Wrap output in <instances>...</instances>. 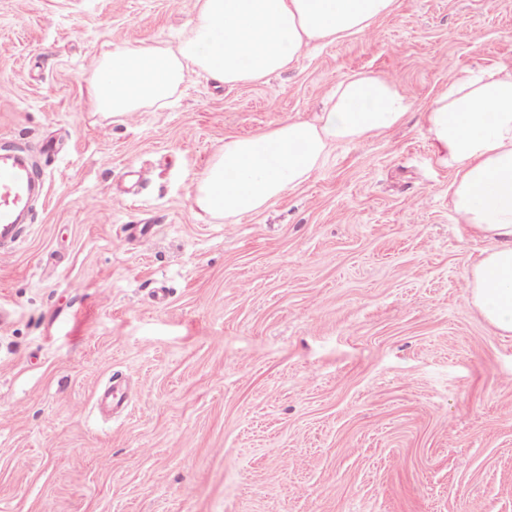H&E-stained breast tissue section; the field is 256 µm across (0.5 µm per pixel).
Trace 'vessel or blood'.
<instances>
[{
  "label": "vessel or blood",
  "mask_w": 512,
  "mask_h": 512,
  "mask_svg": "<svg viewBox=\"0 0 512 512\" xmlns=\"http://www.w3.org/2000/svg\"><path fill=\"white\" fill-rule=\"evenodd\" d=\"M46 189L29 149L0 146V255L12 254L19 244L33 205Z\"/></svg>",
  "instance_id": "b4317fda"
}]
</instances>
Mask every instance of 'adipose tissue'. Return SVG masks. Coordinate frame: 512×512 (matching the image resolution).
<instances>
[{"label": "adipose tissue", "instance_id": "1", "mask_svg": "<svg viewBox=\"0 0 512 512\" xmlns=\"http://www.w3.org/2000/svg\"><path fill=\"white\" fill-rule=\"evenodd\" d=\"M396 0H196L177 49L116 47L96 63L89 105L131 117L163 106L193 73L256 83L319 44L369 32ZM411 108L396 81L355 73L318 122L288 120L252 137L228 136L194 188L204 212L234 223L305 182L332 145L400 125ZM423 123L437 161L453 172L448 206L487 246L464 275L466 300L512 334V68L451 73Z\"/></svg>", "mask_w": 512, "mask_h": 512}]
</instances>
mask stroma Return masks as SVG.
<instances>
[{
    "instance_id": "35a3bbf8",
    "label": "stroma",
    "mask_w": 512,
    "mask_h": 512,
    "mask_svg": "<svg viewBox=\"0 0 512 512\" xmlns=\"http://www.w3.org/2000/svg\"><path fill=\"white\" fill-rule=\"evenodd\" d=\"M194 2L0 0V137L47 175L0 259V512H512V336L464 298L485 244L422 119L449 72L512 65V0H397L264 81L92 110L94 62L175 48ZM354 72L397 80L401 126L237 223L195 205L225 137L316 119Z\"/></svg>"
}]
</instances>
